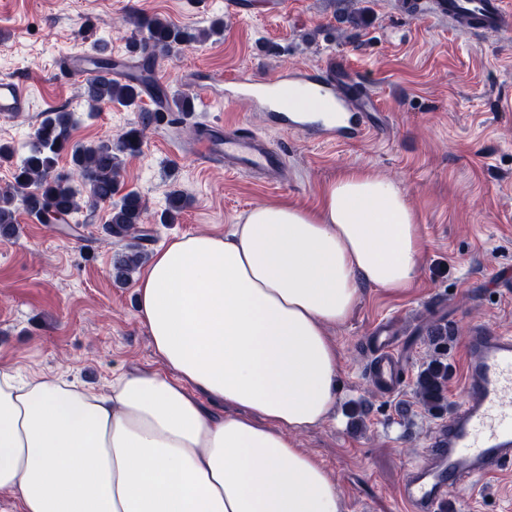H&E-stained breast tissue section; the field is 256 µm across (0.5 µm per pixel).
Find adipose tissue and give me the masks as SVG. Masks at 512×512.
Here are the masks:
<instances>
[{"label":"adipose tissue","instance_id":"1","mask_svg":"<svg viewBox=\"0 0 512 512\" xmlns=\"http://www.w3.org/2000/svg\"><path fill=\"white\" fill-rule=\"evenodd\" d=\"M421 261L405 193L362 169L317 206L259 205L225 235L173 238L136 284L161 370L101 392L0 367V494L19 512H344L294 435L336 402L328 327L362 285L410 287Z\"/></svg>","mask_w":512,"mask_h":512}]
</instances>
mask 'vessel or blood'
<instances>
[{"instance_id": "1", "label": "vessel or blood", "mask_w": 512, "mask_h": 512, "mask_svg": "<svg viewBox=\"0 0 512 512\" xmlns=\"http://www.w3.org/2000/svg\"><path fill=\"white\" fill-rule=\"evenodd\" d=\"M429 11L446 18L459 32L512 34V11L504 0H427ZM237 97L260 106L266 121L327 141H352L370 133L378 109L373 92L340 59L313 71L257 81L232 79ZM304 107H288V99ZM24 87L0 79V116L23 111ZM197 152L230 173H256L276 179L285 157L265 136L238 124L214 125L201 137ZM398 339L389 324L375 325L369 375L384 394L401 385ZM461 400L436 429L424 465L408 471L399 488L407 512H456L462 491L482 487L490 478L512 472V335L473 327L461 340Z\"/></svg>"}]
</instances>
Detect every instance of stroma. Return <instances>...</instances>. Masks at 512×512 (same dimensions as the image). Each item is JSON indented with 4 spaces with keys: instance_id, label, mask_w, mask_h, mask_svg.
I'll return each instance as SVG.
<instances>
[{
    "instance_id": "stroma-1",
    "label": "stroma",
    "mask_w": 512,
    "mask_h": 512,
    "mask_svg": "<svg viewBox=\"0 0 512 512\" xmlns=\"http://www.w3.org/2000/svg\"><path fill=\"white\" fill-rule=\"evenodd\" d=\"M225 0H0V78L25 83L26 112L0 119V143L23 155L43 113L66 106L79 122L73 138H116L139 109L112 105L89 115L83 80L63 75L64 61L95 55L108 40L128 57L144 38L138 16L156 15L194 29L224 21L202 44L159 56L154 74L172 98L194 101L192 116L151 126L140 154L126 158L121 191L145 204L147 252L173 237L224 234L253 207L316 204L325 184L365 169L399 186L417 212L422 265L412 287L363 286L350 319L329 328L340 356L336 413L297 435L336 480L344 512H403L399 486L425 456L439 423L413 395L428 362L431 331L448 330V402L463 380L458 341L474 325L512 333V39L467 35L439 17L413 14L403 0H282L278 15H233ZM341 56L382 106L377 132L330 142L265 128L252 105L225 96L226 79L262 80ZM211 79L210 96L197 92ZM266 132L286 158L279 183L228 174L195 152L215 122ZM187 205L176 223L158 224L171 190ZM14 235L0 236V364L21 372L77 378L107 389L114 374L157 367L137 316L135 280L116 282L113 261L125 239H102L107 206L79 223L48 227L19 210ZM404 323L399 354L404 381L394 395L371 384L365 338L373 326ZM457 512H512V477L460 495Z\"/></svg>"
}]
</instances>
